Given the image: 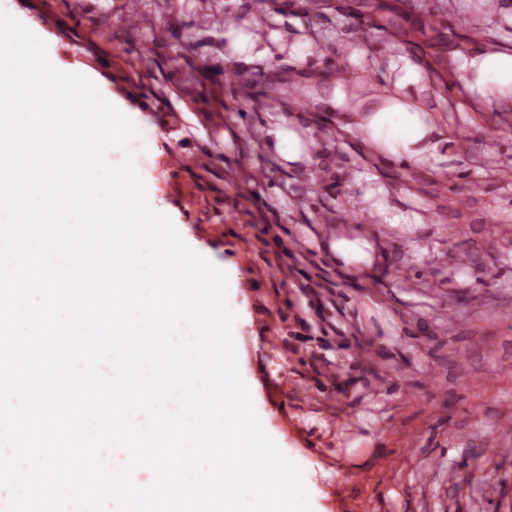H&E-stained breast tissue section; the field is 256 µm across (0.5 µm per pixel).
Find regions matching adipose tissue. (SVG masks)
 Instances as JSON below:
<instances>
[{"instance_id": "adipose-tissue-1", "label": "adipose tissue", "mask_w": 512, "mask_h": 512, "mask_svg": "<svg viewBox=\"0 0 512 512\" xmlns=\"http://www.w3.org/2000/svg\"><path fill=\"white\" fill-rule=\"evenodd\" d=\"M389 67L400 73L392 93L338 78L333 102L347 113L367 150L409 162L428 161L440 139L434 112L417 94L427 85V73L402 55L390 57ZM459 67L471 94L484 100L512 97V49L462 56Z\"/></svg>"}]
</instances>
